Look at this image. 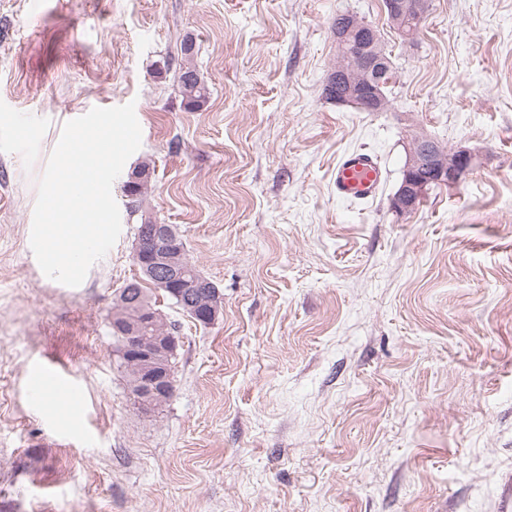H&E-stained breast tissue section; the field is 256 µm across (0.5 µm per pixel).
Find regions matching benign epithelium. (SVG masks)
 Returning a JSON list of instances; mask_svg holds the SVG:
<instances>
[{"label":"benign epithelium","mask_w":512,"mask_h":512,"mask_svg":"<svg viewBox=\"0 0 512 512\" xmlns=\"http://www.w3.org/2000/svg\"><path fill=\"white\" fill-rule=\"evenodd\" d=\"M427 0H386L385 10L392 27L410 40L415 28L408 18L422 20ZM338 61L329 72L325 87L336 88L334 102L381 112L388 101L383 87L392 81L394 63L377 31L353 14H345L335 29ZM468 149L445 150L427 135L413 136L407 150L402 179L391 198V210L398 216L414 211L431 183L455 184L473 165ZM134 262L139 277L152 280L154 291L177 302L187 317L204 325L214 323L223 298L200 273L188 271L184 248L176 230L169 224L151 223L137 235ZM112 329L117 350L130 374L136 401L155 408L174 392V365L179 337L157 305L132 301L129 293L119 292L112 312Z\"/></svg>","instance_id":"1"}]
</instances>
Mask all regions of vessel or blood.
<instances>
[{"label": "vessel or blood", "mask_w": 512, "mask_h": 512, "mask_svg": "<svg viewBox=\"0 0 512 512\" xmlns=\"http://www.w3.org/2000/svg\"><path fill=\"white\" fill-rule=\"evenodd\" d=\"M382 178L380 163L372 153L351 151L343 154L336 163L333 190L341 199L368 201L377 195ZM31 387L40 393L69 395L74 391L73 383L56 371L32 377Z\"/></svg>", "instance_id": "obj_1"}]
</instances>
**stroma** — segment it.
I'll list each match as a JSON object with an SVG mask.
<instances>
[{
    "mask_svg": "<svg viewBox=\"0 0 512 512\" xmlns=\"http://www.w3.org/2000/svg\"><path fill=\"white\" fill-rule=\"evenodd\" d=\"M379 32L383 112L322 94L338 12ZM209 98L176 88L184 39ZM134 103L152 189L80 286L30 248L64 124ZM476 154L392 212L410 130ZM376 197L337 198L347 151ZM176 225L219 289L169 299L175 391L128 388L110 324L141 214ZM76 387L58 420L30 377ZM0 512H512V0H430L414 41L383 0H0ZM382 178L380 163L372 153L351 151L336 163L333 190L340 199L368 201L377 195Z\"/></svg>",
    "mask_w": 512,
    "mask_h": 512,
    "instance_id": "stroma-1",
    "label": "stroma"
}]
</instances>
